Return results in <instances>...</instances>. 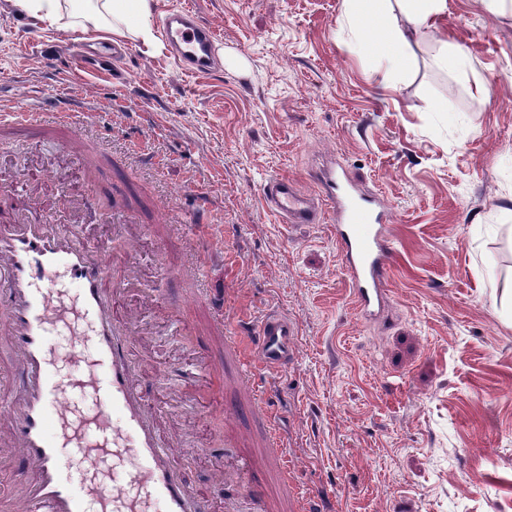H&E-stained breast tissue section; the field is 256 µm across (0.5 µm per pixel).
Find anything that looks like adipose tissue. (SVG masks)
<instances>
[{
	"label": "adipose tissue",
	"instance_id": "adipose-tissue-1",
	"mask_svg": "<svg viewBox=\"0 0 512 512\" xmlns=\"http://www.w3.org/2000/svg\"><path fill=\"white\" fill-rule=\"evenodd\" d=\"M19 12L71 28L96 39L103 35L151 43L146 24L150 0H14ZM448 0H342L340 23L351 46L370 54L384 83H392L411 65L413 41L436 26ZM384 31L377 42L365 41L363 29Z\"/></svg>",
	"mask_w": 512,
	"mask_h": 512
}]
</instances>
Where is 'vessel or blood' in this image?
Here are the masks:
<instances>
[{
  "instance_id": "1",
  "label": "vessel or blood",
  "mask_w": 512,
  "mask_h": 512,
  "mask_svg": "<svg viewBox=\"0 0 512 512\" xmlns=\"http://www.w3.org/2000/svg\"><path fill=\"white\" fill-rule=\"evenodd\" d=\"M164 35L178 63L189 71L209 70L215 34L211 24L190 9L172 10L162 20ZM119 47H78L77 57L87 70L111 68L123 56ZM32 130L53 138L87 160L89 140L69 106L51 103L22 106L0 113V136ZM44 174L39 169L22 175L24 189L0 197L9 206L0 218V341L20 363L14 379L15 395L0 403V418L8 423L0 434V465L9 468L12 490L0 495V512H153L162 501L165 512H212L211 497L191 489L180 469L181 448L164 440L150 418L148 404L132 369L129 322L116 302L129 281L114 277L128 263L130 246L139 234H126V251L114 252L89 244L59 226L74 208L91 212L102 198L111 201L114 233H126L140 216L122 193L104 195L96 190L81 199L61 192L53 213L37 211V188ZM312 195L285 177H274L263 188L267 207L289 224L330 221L331 232L351 282L354 306L367 321L377 320L389 301L388 273L394 257L389 235L391 206L380 194L354 180L346 168L332 164ZM76 283V292L62 288L61 279ZM215 331L223 336L225 363L235 364L233 379L239 402L261 419L264 427L250 448L238 439H225L212 449L224 467V480L236 483L247 495L251 512H316L324 491H297L289 484L290 469L283 453V438L268 412L265 392L257 380V366L278 368L296 354V324L287 315L272 313L243 336L224 316V297L212 291L198 298ZM69 330L71 349L66 361L53 354L48 336ZM105 368L99 379L97 368ZM78 387L99 401L89 416L77 413L68 390ZM123 423L115 425L112 412ZM97 435V448L113 463L134 457L143 466L123 486L111 483L107 473L94 470L75 483L63 471L65 456L83 454L84 430ZM266 480L254 482L257 469Z\"/></svg>"
}]
</instances>
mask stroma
Segmentation results:
<instances>
[{
	"instance_id": "obj_1",
	"label": "stroma",
	"mask_w": 512,
	"mask_h": 512,
	"mask_svg": "<svg viewBox=\"0 0 512 512\" xmlns=\"http://www.w3.org/2000/svg\"><path fill=\"white\" fill-rule=\"evenodd\" d=\"M182 8L214 29L212 71L182 70L161 34L164 11ZM341 11L342 0H152V44L125 39L108 75L79 71L81 32L0 0V96L95 89L85 107L113 157L101 179L136 185L149 227L135 260L151 276L127 296L136 368L162 434L187 435L183 478L212 491L213 512L227 510L209 450L228 424L203 367L219 340L190 298L210 248L238 254L239 275L216 263L208 280L230 324L282 311L298 325L295 360L262 375L301 490L327 491L333 512H512V0H448L389 87L339 35ZM445 42L466 48L468 80L437 66ZM436 102L447 111H428ZM334 159L393 207L391 302L376 322L354 310L329 224L283 223L262 196L275 176L316 191ZM36 160L80 186L56 145L0 139L10 188ZM191 188L212 205L197 236L179 209Z\"/></svg>"
}]
</instances>
